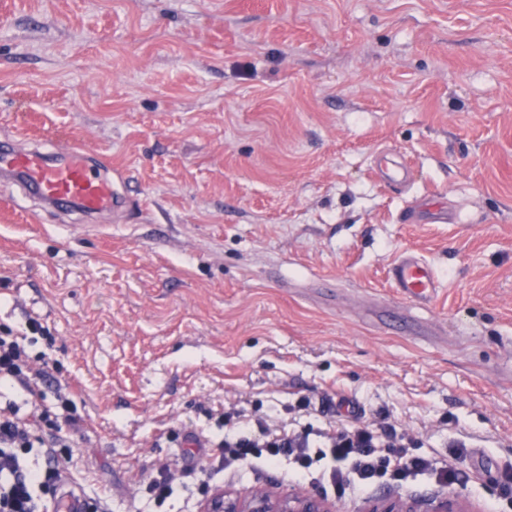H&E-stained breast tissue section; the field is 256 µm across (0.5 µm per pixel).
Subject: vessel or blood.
Segmentation results:
<instances>
[{
  "mask_svg": "<svg viewBox=\"0 0 512 512\" xmlns=\"http://www.w3.org/2000/svg\"><path fill=\"white\" fill-rule=\"evenodd\" d=\"M0 174L13 177L20 189L48 204L66 202L87 214L115 209L122 203L116 180L101 175L76 143L22 150L1 142ZM390 279L402 299L419 305L429 303L441 286L433 267L413 254L392 265Z\"/></svg>",
  "mask_w": 512,
  "mask_h": 512,
  "instance_id": "b4317fda",
  "label": "vessel or blood"
}]
</instances>
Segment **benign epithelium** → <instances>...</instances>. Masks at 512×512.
<instances>
[{
  "instance_id": "benign-epithelium-1",
  "label": "benign epithelium",
  "mask_w": 512,
  "mask_h": 512,
  "mask_svg": "<svg viewBox=\"0 0 512 512\" xmlns=\"http://www.w3.org/2000/svg\"><path fill=\"white\" fill-rule=\"evenodd\" d=\"M201 512H339L335 502L319 495L298 492L254 490L241 496L228 490H216L203 501ZM362 512H479L459 493L438 494L423 510L413 501L401 498H376L367 501Z\"/></svg>"
}]
</instances>
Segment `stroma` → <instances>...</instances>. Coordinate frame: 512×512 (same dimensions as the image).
Wrapping results in <instances>:
<instances>
[{
    "label": "stroma",
    "mask_w": 512,
    "mask_h": 512,
    "mask_svg": "<svg viewBox=\"0 0 512 512\" xmlns=\"http://www.w3.org/2000/svg\"><path fill=\"white\" fill-rule=\"evenodd\" d=\"M1 140L79 142L128 202L89 220L0 180V323L49 326L30 352L75 403L61 491H441L193 467L223 412L325 429L346 400L512 512V0H0ZM405 254L444 283L429 305L391 286ZM174 479L170 474L167 465H160L156 469V474L148 484V489L154 499L161 503L169 499L174 493Z\"/></svg>",
    "instance_id": "stroma-1"
}]
</instances>
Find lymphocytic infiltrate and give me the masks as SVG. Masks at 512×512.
<instances>
[{"label": "lymphocytic infiltrate", "instance_id": "obj_1", "mask_svg": "<svg viewBox=\"0 0 512 512\" xmlns=\"http://www.w3.org/2000/svg\"><path fill=\"white\" fill-rule=\"evenodd\" d=\"M47 333L40 318L31 315L19 329L0 325V386L9 385L19 398L18 404L0 410V512H57L61 461L77 445L68 400L46 384L48 361L28 351ZM311 434L308 428H273L259 419H243L236 432L205 442L225 465L242 470L259 462H288L296 481L325 459L333 485L348 484L359 493L384 477L400 479L421 471L432 472L445 485L457 481L447 464L411 455L414 440L389 426L342 425L332 433L320 432L318 451Z\"/></svg>", "mask_w": 512, "mask_h": 512}]
</instances>
